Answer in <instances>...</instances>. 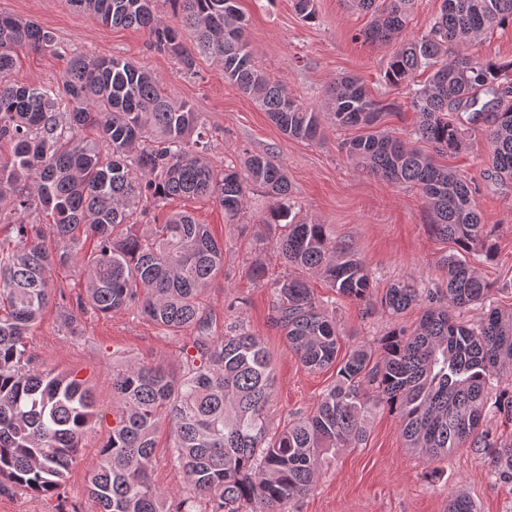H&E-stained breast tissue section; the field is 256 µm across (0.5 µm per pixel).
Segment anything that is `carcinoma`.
Wrapping results in <instances>:
<instances>
[{
  "label": "carcinoma",
  "instance_id": "carcinoma-1",
  "mask_svg": "<svg viewBox=\"0 0 512 512\" xmlns=\"http://www.w3.org/2000/svg\"><path fill=\"white\" fill-rule=\"evenodd\" d=\"M106 25L149 32L150 47L174 56L182 70L195 56L211 57L224 79L252 98L287 137L314 142L320 113L299 104L281 82L256 65L239 0H173L177 24L161 21L155 0H67ZM411 0H357L373 12L359 33L394 43L385 73L400 86L420 69L428 84L412 91L419 116L415 138L428 153L379 129L384 110L359 81L342 77L326 91L327 118L365 133L342 144L371 174L418 187L432 213L431 232L463 252L493 254L487 225L466 177L434 156L462 149L468 130L487 126L492 176L512 182V61L484 62L470 52L489 30L512 25V0H442L422 35L400 39ZM194 34L188 50L182 31ZM52 52L55 35L33 21L0 13V199L14 213H50V224H16L19 240L0 248V491L20 488L60 494L96 421L87 382L73 373L30 366L24 339L52 300L51 271L76 260L81 238L95 242L86 265L81 309L104 315L135 309L168 333L193 328L196 358L181 373L162 366L112 365V431L89 470L87 493L96 512H191V498L173 510L150 477L154 433L170 423L175 466L213 512H294L336 453L365 440L373 411L400 419L409 447L428 461L468 447L491 459V474L512 484V439L483 429L490 411L512 418V387L489 401L490 380L512 377V311L490 307L477 326L462 309L491 300L475 266L443 259L448 284L422 291L410 282L387 290L382 306L400 314L419 305L411 332L382 337L380 358L361 345L341 361L334 384L313 413L269 435L267 406L274 364L261 339L247 332L212 340L202 291L224 269V246L187 212L139 233L141 202L215 199L235 218L248 186L280 200L274 223H285L277 248L288 265L323 276L339 296L370 297L371 274L356 250L336 242L325 224L291 218L290 185L270 154L251 155L244 168H216L206 157L208 132L200 113L171 100L161 80L121 58L71 57L62 85L19 86L10 80L16 49ZM271 321L311 370L336 362V318L307 282L290 275L275 284ZM448 512H476L458 491Z\"/></svg>",
  "mask_w": 512,
  "mask_h": 512
}]
</instances>
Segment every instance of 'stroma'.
Listing matches in <instances>:
<instances>
[{"label": "stroma", "instance_id": "35a3bbf8", "mask_svg": "<svg viewBox=\"0 0 512 512\" xmlns=\"http://www.w3.org/2000/svg\"><path fill=\"white\" fill-rule=\"evenodd\" d=\"M240 7L248 19L256 64L285 84L299 103L324 111L326 86L340 77H357L375 99L389 106L382 129L403 138L414 129L418 115L410 105L409 87L391 85L384 78L393 48L359 39L371 17L350 0H315L316 18L311 22L298 14L294 0H240ZM0 12L33 21L56 36L54 52L19 50L12 82H57L76 52L127 59L160 77L170 98L202 115L214 166L238 167L250 154L275 155L288 174L293 213L306 222L328 225L338 242L356 249L371 273L372 293L361 304L337 296L318 276L308 278L317 298L335 308L342 351L375 345L392 329L417 326L419 309L392 315L382 308L381 299L393 284L411 279L421 288L446 287L442 261L456 253V245L431 233L429 207L417 188L389 184L346 157L340 145L357 136V129L340 130L327 122L319 141L288 138L255 102L225 81L223 68L212 59L196 57L193 71L184 72L173 56L150 49L144 31L99 23L65 0H0ZM440 162L479 187L476 203L491 232L494 254L488 259L476 252L468 259L493 288L495 306L512 311V183L491 177L489 146L478 130L469 132L459 152ZM273 206L264 190L253 187L232 221L212 199H174L150 209L149 216L161 224L172 212L188 211L223 244L224 270L204 295L208 334L216 339L240 325L262 340L275 366L268 420L271 429L280 430L314 410L322 392L335 383L336 369L305 368L271 322L272 284L289 271L276 245L284 227L270 221ZM94 248L93 241H86L83 259ZM83 259L52 270L54 298L25 343L33 367L74 371L87 380L102 419L88 435L84 455L70 469L62 497L1 491L0 512H96L87 494L88 471L112 426L113 362L130 360L177 372L197 338L193 329L164 333L134 310L108 316L78 312L76 300L85 283ZM255 266L263 277L251 276ZM156 444L152 481L174 506L189 497V491L173 463L167 422H160ZM490 469L487 456L466 447L427 462L407 447L397 415L382 407L369 421L366 441L338 453L322 470L314 490L298 501L297 510L446 512L450 496L461 489L479 512H512V485L496 482Z\"/></svg>", "mask_w": 512, "mask_h": 512}]
</instances>
